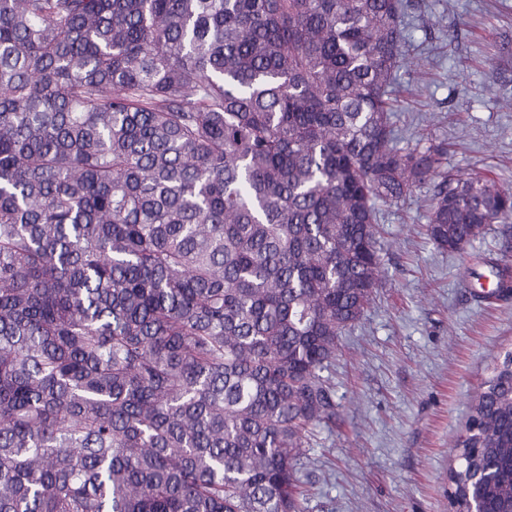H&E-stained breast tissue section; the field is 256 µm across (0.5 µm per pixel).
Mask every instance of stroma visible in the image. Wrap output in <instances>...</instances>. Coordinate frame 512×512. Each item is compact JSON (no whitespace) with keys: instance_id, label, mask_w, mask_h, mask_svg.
<instances>
[{"instance_id":"obj_1","label":"stroma","mask_w":512,"mask_h":512,"mask_svg":"<svg viewBox=\"0 0 512 512\" xmlns=\"http://www.w3.org/2000/svg\"><path fill=\"white\" fill-rule=\"evenodd\" d=\"M407 22L397 147L447 145L448 170L512 189V0H410ZM434 182L377 205L381 274L323 372L340 416L304 442L306 512H451L469 403L512 351V297L476 300L466 269L512 259V220L440 250L426 231Z\"/></svg>"}]
</instances>
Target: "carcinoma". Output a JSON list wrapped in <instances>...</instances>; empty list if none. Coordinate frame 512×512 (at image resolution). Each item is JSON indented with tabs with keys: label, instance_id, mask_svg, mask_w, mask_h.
<instances>
[{
	"label": "carcinoma",
	"instance_id": "cac0c4a2",
	"mask_svg": "<svg viewBox=\"0 0 512 512\" xmlns=\"http://www.w3.org/2000/svg\"><path fill=\"white\" fill-rule=\"evenodd\" d=\"M402 0H0V512H305L376 203L461 251L512 190L390 147ZM496 291L512 265L484 260ZM453 512H512V352Z\"/></svg>",
	"mask_w": 512,
	"mask_h": 512
}]
</instances>
